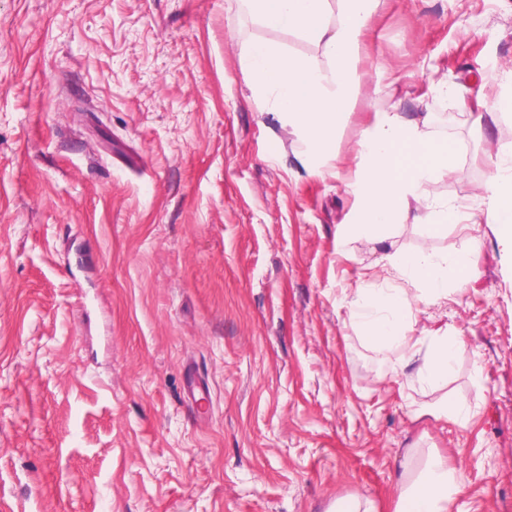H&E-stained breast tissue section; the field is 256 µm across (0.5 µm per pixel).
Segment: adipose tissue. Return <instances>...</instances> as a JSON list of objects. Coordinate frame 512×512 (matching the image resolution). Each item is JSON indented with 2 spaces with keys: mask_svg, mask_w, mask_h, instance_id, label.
<instances>
[{
  "mask_svg": "<svg viewBox=\"0 0 512 512\" xmlns=\"http://www.w3.org/2000/svg\"><path fill=\"white\" fill-rule=\"evenodd\" d=\"M379 2L241 0L265 28L295 33L321 53L315 60L266 42L242 46L255 86L270 102L268 114L299 137L301 163L310 171L323 169L348 114L363 37ZM351 166L358 207L347 226L350 240L381 244L395 225L411 222L440 229L449 215L466 211L465 205L451 208L433 198L436 180L455 173L457 167L447 143L426 137L408 113H373L360 132ZM493 166L482 197L485 221L496 225L500 237L512 246L511 143L498 145ZM391 267L414 282L417 293L401 288L359 289L349 317L368 348L405 347L403 363L422 357L419 377L427 384H439L451 373L465 343L459 336H436L426 352H419L407 341V316L413 303H431L446 297L449 290H463L472 253L457 252L438 260L425 250L407 252L396 255ZM459 489L456 470L432 460L421 474L401 485L396 512H448V498Z\"/></svg>",
  "mask_w": 512,
  "mask_h": 512,
  "instance_id": "obj_1",
  "label": "adipose tissue"
}]
</instances>
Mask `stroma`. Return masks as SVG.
Masks as SVG:
<instances>
[{"label":"stroma","instance_id":"obj_1","mask_svg":"<svg viewBox=\"0 0 512 512\" xmlns=\"http://www.w3.org/2000/svg\"><path fill=\"white\" fill-rule=\"evenodd\" d=\"M251 41L320 56L238 0H0V512H394L432 455L461 473L448 512H512V249L480 198L512 114L478 128L455 96L512 97V0H381L319 175L264 116ZM393 110L454 148L434 196L476 214L343 248L348 160ZM474 237L465 289L407 318L466 343L432 387L348 303L406 287L386 251Z\"/></svg>","mask_w":512,"mask_h":512}]
</instances>
